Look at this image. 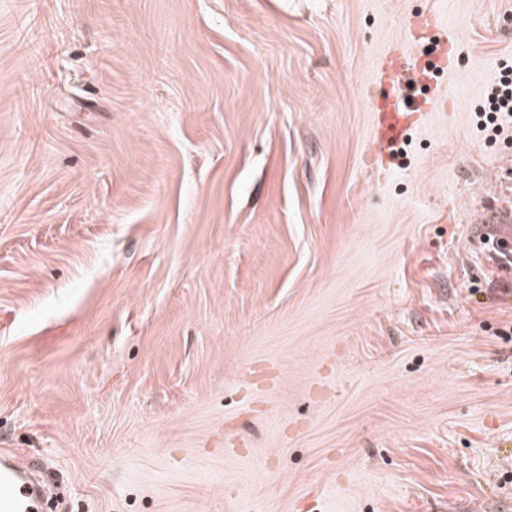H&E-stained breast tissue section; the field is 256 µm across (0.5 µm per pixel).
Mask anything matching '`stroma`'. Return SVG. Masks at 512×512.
Wrapping results in <instances>:
<instances>
[{
  "label": "stroma",
  "instance_id": "1",
  "mask_svg": "<svg viewBox=\"0 0 512 512\" xmlns=\"http://www.w3.org/2000/svg\"><path fill=\"white\" fill-rule=\"evenodd\" d=\"M510 64L512 0H0V448L72 512H512ZM410 55H396L386 67L387 82L399 93L395 97L382 96L373 101L374 139L381 151V158L390 161V149L396 146L411 125L416 112H423L427 100L417 94L423 81L430 85L425 59ZM488 98L491 106L486 121L492 125L494 135H498L503 130L499 126V119H512V67L503 69L499 82L491 88Z\"/></svg>",
  "mask_w": 512,
  "mask_h": 512
}]
</instances>
